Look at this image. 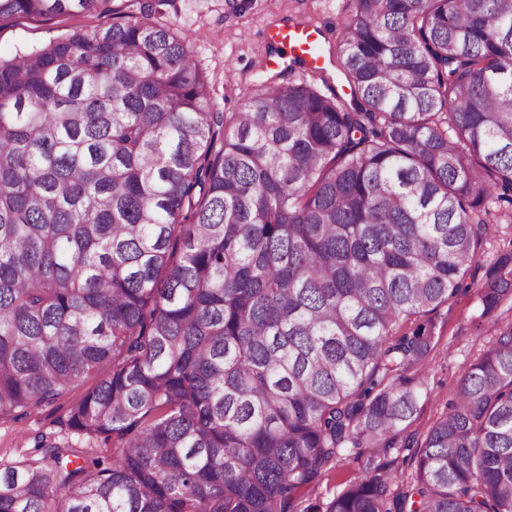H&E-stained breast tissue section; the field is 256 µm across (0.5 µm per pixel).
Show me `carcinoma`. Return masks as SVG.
<instances>
[{"instance_id":"cac0c4a2","label":"carcinoma","mask_w":512,"mask_h":512,"mask_svg":"<svg viewBox=\"0 0 512 512\" xmlns=\"http://www.w3.org/2000/svg\"><path fill=\"white\" fill-rule=\"evenodd\" d=\"M111 0H0V23H112L0 58V416L109 373L0 469V512H512V325L452 388L407 480L436 326L512 296V0H353L350 101L261 84L216 112L191 41ZM411 327L402 330L405 323ZM366 455L358 449L345 452L329 477H326L320 486L312 493V499L327 502L341 490L343 483L360 478Z\"/></svg>"}]
</instances>
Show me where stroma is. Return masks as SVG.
<instances>
[{
    "label": "stroma",
    "instance_id": "obj_1",
    "mask_svg": "<svg viewBox=\"0 0 512 512\" xmlns=\"http://www.w3.org/2000/svg\"><path fill=\"white\" fill-rule=\"evenodd\" d=\"M353 9L352 0H167L159 6V23H175L178 33L192 42L194 60L209 83L215 111L238 112L251 89L277 74L273 62L280 53L267 31L310 21L321 24L323 44L322 93L347 92V83L336 69L335 50L344 35L343 23ZM95 12L52 19L19 17L0 24V56L38 48L77 29L104 24ZM481 302L475 293L455 297L432 315L435 346L422 391V409L410 430L424 436L437 415L446 408L449 392L469 363L487 348L497 324L512 322V299L500 306L497 323L480 321ZM97 381L96 376L73 385L56 403L37 413L16 419L0 417V468L34 454V443L43 437L59 446L110 454L111 446L73 433L65 424L70 403ZM365 456L359 450L345 452L329 477L313 492L320 502L332 499L347 481L361 477Z\"/></svg>",
    "mask_w": 512,
    "mask_h": 512
}]
</instances>
